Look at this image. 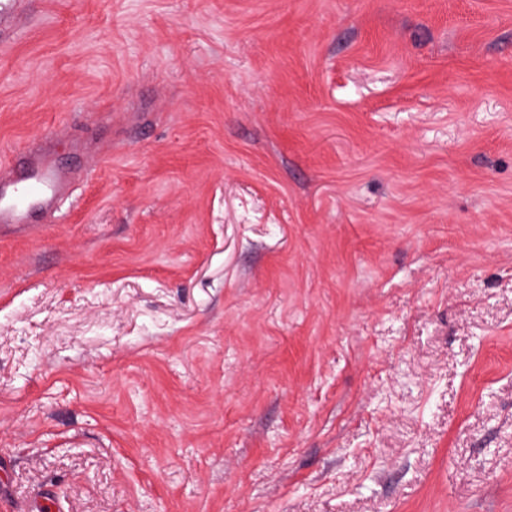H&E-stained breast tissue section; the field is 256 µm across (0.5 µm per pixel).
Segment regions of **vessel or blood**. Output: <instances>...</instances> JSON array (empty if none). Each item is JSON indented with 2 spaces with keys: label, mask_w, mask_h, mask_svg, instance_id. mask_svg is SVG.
<instances>
[{
  "label": "vessel or blood",
  "mask_w": 512,
  "mask_h": 512,
  "mask_svg": "<svg viewBox=\"0 0 512 512\" xmlns=\"http://www.w3.org/2000/svg\"><path fill=\"white\" fill-rule=\"evenodd\" d=\"M61 190L51 158L27 146L0 167V226L33 229L34 220L53 206Z\"/></svg>",
  "instance_id": "1"
}]
</instances>
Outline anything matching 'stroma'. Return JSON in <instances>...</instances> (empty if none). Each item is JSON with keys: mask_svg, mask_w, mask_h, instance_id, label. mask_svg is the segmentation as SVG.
<instances>
[{"mask_svg": "<svg viewBox=\"0 0 512 512\" xmlns=\"http://www.w3.org/2000/svg\"><path fill=\"white\" fill-rule=\"evenodd\" d=\"M0 501L512 512V0H29ZM60 190L53 159L38 154L32 145L19 149L0 168V227L36 228L34 219L51 209Z\"/></svg>", "mask_w": 512, "mask_h": 512, "instance_id": "1", "label": "stroma"}]
</instances>
